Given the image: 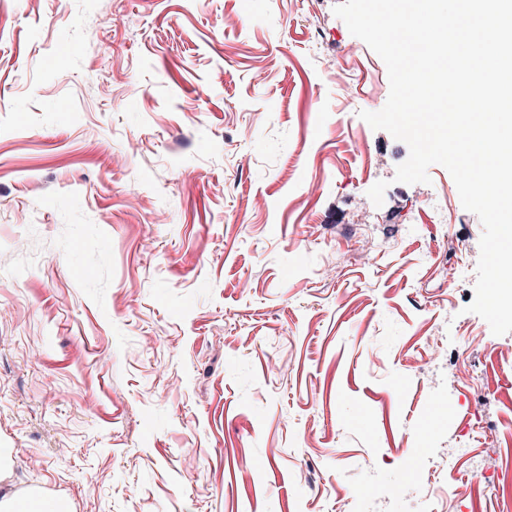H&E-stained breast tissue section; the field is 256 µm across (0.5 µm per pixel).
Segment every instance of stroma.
<instances>
[{"mask_svg":"<svg viewBox=\"0 0 512 512\" xmlns=\"http://www.w3.org/2000/svg\"><path fill=\"white\" fill-rule=\"evenodd\" d=\"M337 2L0 0L17 492L71 512H512V333L451 279L481 222L442 166L395 182L408 146L359 116L387 68L347 56Z\"/></svg>","mask_w":512,"mask_h":512,"instance_id":"obj_1","label":"stroma"}]
</instances>
